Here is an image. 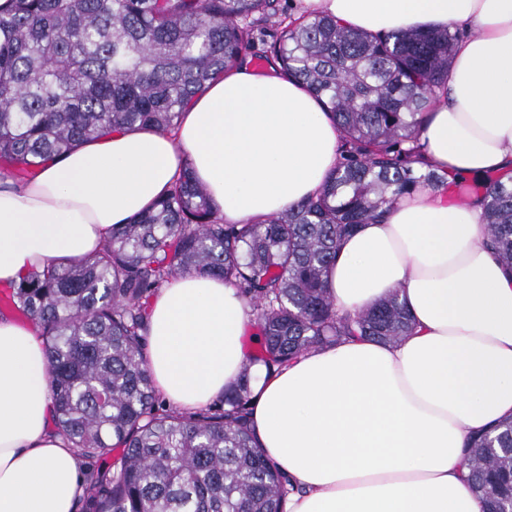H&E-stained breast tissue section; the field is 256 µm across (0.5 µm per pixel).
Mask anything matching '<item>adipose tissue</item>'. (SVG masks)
Returning a JSON list of instances; mask_svg holds the SVG:
<instances>
[{
    "instance_id": "adipose-tissue-1",
    "label": "adipose tissue",
    "mask_w": 512,
    "mask_h": 512,
    "mask_svg": "<svg viewBox=\"0 0 512 512\" xmlns=\"http://www.w3.org/2000/svg\"><path fill=\"white\" fill-rule=\"evenodd\" d=\"M372 33L473 27L420 126L449 181L512 173V0H300ZM323 104L279 66L209 83L174 132H115L0 185V286L99 250L169 193L183 169L228 224H252L317 193L339 157ZM476 196L419 189L341 244L327 287L338 310L399 293L414 329L345 340L280 372L248 364L250 307L206 274L152 297L147 355L169 405L194 409L251 368L260 447L287 473V512H483L462 465L469 438L512 417V274L487 246ZM46 355L31 326L0 317V512H75L86 470L52 426Z\"/></svg>"
}]
</instances>
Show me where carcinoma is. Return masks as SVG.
<instances>
[{
	"mask_svg": "<svg viewBox=\"0 0 512 512\" xmlns=\"http://www.w3.org/2000/svg\"><path fill=\"white\" fill-rule=\"evenodd\" d=\"M0 10V167L28 171L119 130L172 131L211 80L246 59L279 64L325 101L340 157L320 191L254 224H226L189 171L168 196L112 230L94 255L50 264L11 286L39 328L56 424L88 461L80 512H283L288 478L258 446L250 370L217 403L160 401L146 355L150 298L186 274L222 278L252 306L262 336L249 362L267 371L350 338L411 332L398 292L354 315L326 288L341 243L403 196L439 188L419 117L447 81L452 27L387 35L279 0H10ZM478 195L490 244L512 270V177ZM471 491L484 512H512V420L470 438Z\"/></svg>",
	"mask_w": 512,
	"mask_h": 512,
	"instance_id": "1",
	"label": "carcinoma"
}]
</instances>
